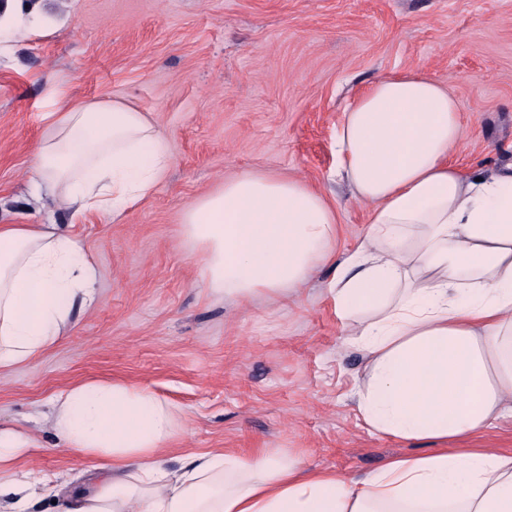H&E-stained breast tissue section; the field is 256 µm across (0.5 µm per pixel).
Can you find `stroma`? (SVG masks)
Returning a JSON list of instances; mask_svg holds the SVG:
<instances>
[{"label":"stroma","mask_w":512,"mask_h":512,"mask_svg":"<svg viewBox=\"0 0 512 512\" xmlns=\"http://www.w3.org/2000/svg\"><path fill=\"white\" fill-rule=\"evenodd\" d=\"M414 70L448 83L473 164H512V0H6L0 7V224H53L98 269L99 302L74 309L68 336L0 370V432L24 468L65 493L96 483L93 460L49 425L67 386H145L179 406L170 466L194 451L264 450L354 476L425 441L372 434L354 391L351 348L319 268L282 304L210 294L184 244V208L242 171L298 177L334 201L336 249L353 248L367 211L332 179L336 130L352 95ZM123 99L171 151L154 192L120 220L32 189L45 115L65 100Z\"/></svg>","instance_id":"1"}]
</instances>
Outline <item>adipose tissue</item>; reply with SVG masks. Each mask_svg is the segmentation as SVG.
Instances as JSON below:
<instances>
[{"label":"adipose tissue","instance_id":"obj_1","mask_svg":"<svg viewBox=\"0 0 512 512\" xmlns=\"http://www.w3.org/2000/svg\"><path fill=\"white\" fill-rule=\"evenodd\" d=\"M32 181L59 190L74 216L119 219L149 196L170 146L123 100L47 113ZM458 101L448 84L405 71L355 94L336 131L335 175L368 210V229L337 257L339 214L294 177L244 171L190 203L182 236L210 293L245 304L297 296L334 264L329 291L367 363L357 410L376 434L433 440L356 479L301 458L199 452L169 468L180 409L149 389L96 381L65 389L56 435L95 460L94 490L66 512H512V451L458 440L512 415V165L465 169ZM98 272L80 240L48 224H0V369L67 335L92 307ZM0 437V491L27 512L45 479Z\"/></svg>","mask_w":512,"mask_h":512}]
</instances>
